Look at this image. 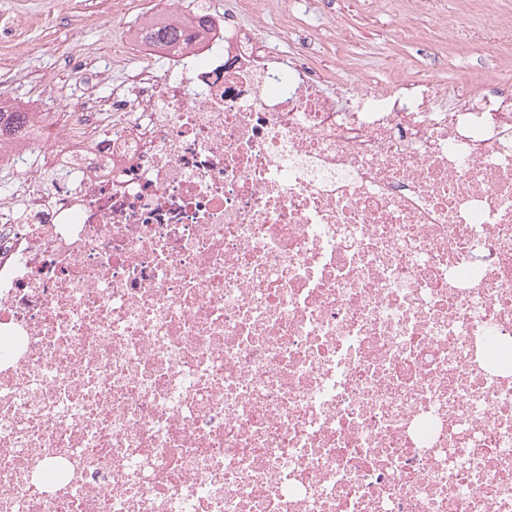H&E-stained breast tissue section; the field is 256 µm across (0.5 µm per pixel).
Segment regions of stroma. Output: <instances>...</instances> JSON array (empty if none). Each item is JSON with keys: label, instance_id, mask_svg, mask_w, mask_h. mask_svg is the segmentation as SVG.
Wrapping results in <instances>:
<instances>
[{"label": "stroma", "instance_id": "35a3bbf8", "mask_svg": "<svg viewBox=\"0 0 512 512\" xmlns=\"http://www.w3.org/2000/svg\"><path fill=\"white\" fill-rule=\"evenodd\" d=\"M288 22L279 13L267 20V36L291 55L304 36H311L309 51L317 67L333 70L337 58L350 66L368 67L373 80L381 82L399 69L455 84L460 72L476 82H487L497 73L494 39L486 37L481 49L466 51L472 18L454 17L460 31L457 44L448 46L446 58L435 62L417 41L396 36L399 16L366 9L363 0H282ZM41 0H0V100L31 108L33 102L48 104L53 122H60L77 84L69 69L72 54L84 60L112 55L116 35H132L142 21L165 12L162 0H127L122 17L107 11L106 0H59L57 9L41 13ZM327 85L336 90L344 73L334 72Z\"/></svg>", "mask_w": 512, "mask_h": 512}]
</instances>
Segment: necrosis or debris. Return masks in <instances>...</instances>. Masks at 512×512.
Here are the masks:
<instances>
[{
    "label": "necrosis or debris",
    "instance_id": "4bbe7bcc",
    "mask_svg": "<svg viewBox=\"0 0 512 512\" xmlns=\"http://www.w3.org/2000/svg\"><path fill=\"white\" fill-rule=\"evenodd\" d=\"M369 4L512 70L499 0ZM274 6L0 155V512H512V79L331 94Z\"/></svg>",
    "mask_w": 512,
    "mask_h": 512
}]
</instances>
